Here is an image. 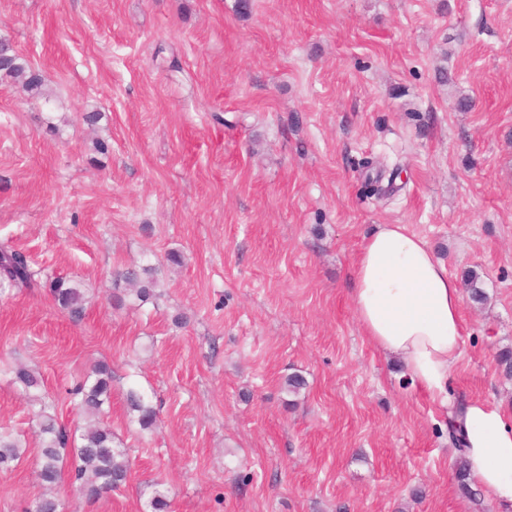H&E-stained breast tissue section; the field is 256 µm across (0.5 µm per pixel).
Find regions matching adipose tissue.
<instances>
[{
    "label": "adipose tissue",
    "instance_id": "adipose-tissue-1",
    "mask_svg": "<svg viewBox=\"0 0 512 512\" xmlns=\"http://www.w3.org/2000/svg\"><path fill=\"white\" fill-rule=\"evenodd\" d=\"M463 296L446 265L402 224H379L354 261L351 302L372 344L398 357L414 385L440 404L463 336ZM470 478L512 512V416L479 403L458 419Z\"/></svg>",
    "mask_w": 512,
    "mask_h": 512
}]
</instances>
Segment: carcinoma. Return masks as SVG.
<instances>
[{"label": "carcinoma", "mask_w": 512, "mask_h": 512, "mask_svg": "<svg viewBox=\"0 0 512 512\" xmlns=\"http://www.w3.org/2000/svg\"><path fill=\"white\" fill-rule=\"evenodd\" d=\"M0 75L18 81L29 91L41 89L43 81L6 43L0 41ZM117 281L126 284L123 294L116 296L119 305L145 304L158 295L161 280L158 269L152 265L127 267L117 274ZM465 288L470 299L478 304L487 301L480 277L469 275ZM37 286L35 272L26 256L11 247H0V294L13 288L31 289ZM54 304L79 320L85 312V295L80 284L64 278L49 283ZM0 373L11 376L14 385L31 395L32 418L39 427L38 478L47 487L68 479L70 484L90 500L120 488L127 480L130 464L124 448L114 446L115 436L107 422L112 405V365L105 359L97 360L90 372L71 391L80 416L90 420L86 427L67 429L58 417L55 401L38 393L40 381L35 372L23 364L0 366ZM130 421L143 431L153 430L158 414L143 393L130 387L124 394ZM22 455V444L12 433L0 429V470H7ZM154 512H168V489L164 483H154L151 501Z\"/></svg>", "instance_id": "cac0c4a2"}]
</instances>
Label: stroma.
I'll use <instances>...</instances> for the list:
<instances>
[{
    "label": "stroma",
    "instance_id": "stroma-1",
    "mask_svg": "<svg viewBox=\"0 0 512 512\" xmlns=\"http://www.w3.org/2000/svg\"><path fill=\"white\" fill-rule=\"evenodd\" d=\"M250 3L0 0V41L43 79L0 78V243L42 281L0 295V362L36 369L73 425L68 389L111 360L131 463L96 500L58 484L59 512H153L159 480L169 512H503L460 489L446 406L364 335L349 292L379 224L478 274L448 400L512 411V0ZM133 264L160 266V295L113 307ZM57 277L84 290L81 320ZM132 381L158 430L129 422ZM1 427L24 453L0 512H30L36 426L0 375ZM54 304L68 313L74 320H80L85 312V295L80 284L64 278H55L49 283Z\"/></svg>",
    "mask_w": 512,
    "mask_h": 512
}]
</instances>
